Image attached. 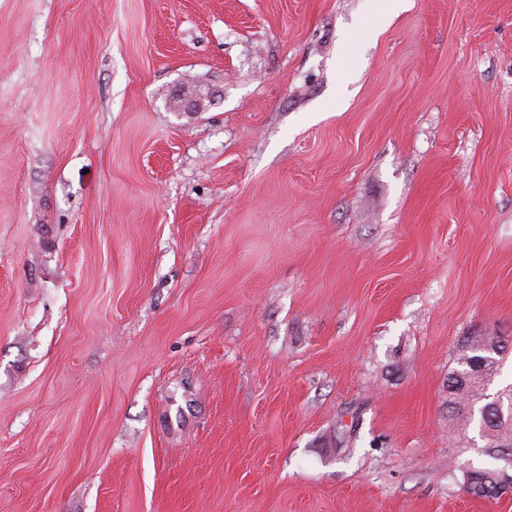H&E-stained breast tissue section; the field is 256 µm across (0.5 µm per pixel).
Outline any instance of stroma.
Returning a JSON list of instances; mask_svg holds the SVG:
<instances>
[{
  "instance_id": "1",
  "label": "stroma",
  "mask_w": 512,
  "mask_h": 512,
  "mask_svg": "<svg viewBox=\"0 0 512 512\" xmlns=\"http://www.w3.org/2000/svg\"><path fill=\"white\" fill-rule=\"evenodd\" d=\"M475 335L512 0H0V512H512ZM495 339L497 342H507L509 340L502 338L501 336H469L466 338L464 343L460 346V354L456 360L457 368L452 370L450 375L448 376V393L454 387V384L457 382L456 377L454 376L456 371L460 368L461 360L466 357L471 358L474 351H477L479 346L489 340ZM482 355L473 358L469 361L467 368L463 373L458 375L459 382L466 384L472 377L480 375L483 371L486 363L490 360L491 356L498 355V357H502L504 354L508 353V350L504 352H499L498 349L492 350L490 347H480L479 351ZM501 360L502 358H499L497 362L489 363L482 378L475 379L465 388H460L448 395V405L451 409L450 420L456 421V423L462 421L460 433L463 431L465 433L466 430L476 425L485 438V447H483L482 453L497 462L504 458L505 464L510 466L512 456L504 453L508 450L512 455V418L509 420L508 414H505L504 419H501L499 407H503L505 401H507L508 408L512 405V384L499 390V403L487 399L485 391L486 387L491 385L499 375ZM470 404H473L478 413L476 419L468 415ZM466 484V489L472 494L494 498L503 482L502 468L500 466H475L471 463H463L459 466Z\"/></svg>"
}]
</instances>
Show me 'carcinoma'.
<instances>
[{"label": "carcinoma", "mask_w": 512, "mask_h": 512, "mask_svg": "<svg viewBox=\"0 0 512 512\" xmlns=\"http://www.w3.org/2000/svg\"><path fill=\"white\" fill-rule=\"evenodd\" d=\"M491 339L498 342L504 338L497 336H469L460 346L458 360L472 357L479 346ZM499 363L492 362L486 366L485 374L475 379L464 388L448 395V405L451 409V420L462 423V430L466 431L473 426L481 428L484 434L485 447L482 453L497 462L502 461V455L512 452V419L500 418L499 408L504 405H512V384L499 390V401L489 400L486 395V387L491 385L499 375ZM474 407L478 416H469V407ZM466 489L472 494L494 498L498 495V489L503 482L502 468L497 466H475L471 463L460 465Z\"/></svg>", "instance_id": "obj_1"}]
</instances>
